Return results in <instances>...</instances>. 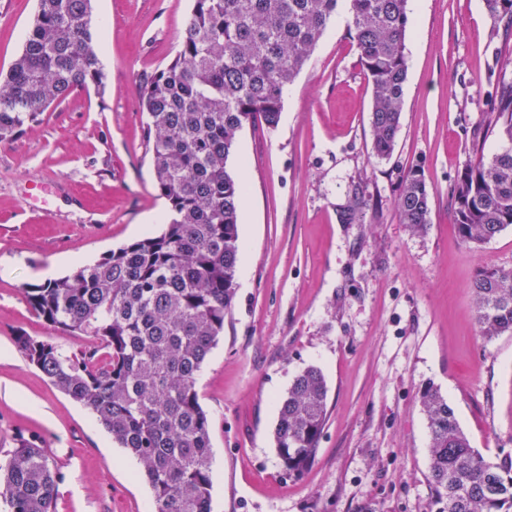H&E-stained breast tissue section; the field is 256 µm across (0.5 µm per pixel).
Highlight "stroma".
I'll use <instances>...</instances> for the list:
<instances>
[{"instance_id":"stroma-1","label":"stroma","mask_w":512,"mask_h":512,"mask_svg":"<svg viewBox=\"0 0 512 512\" xmlns=\"http://www.w3.org/2000/svg\"><path fill=\"white\" fill-rule=\"evenodd\" d=\"M408 74L389 159L372 152L371 85L338 18L284 95L275 130L240 131L229 171L247 186L236 295L197 389L211 418L212 512H435L420 404L439 389L486 458L512 456V335L483 341L472 282L512 267V227L462 242L450 207L481 120L490 72L512 56L484 0H408ZM193 0H92L108 59L104 94L77 91L0 142V460L17 435L41 438L64 479L55 512H152L137 461L93 414L15 346L25 333L88 344L37 316L25 286L67 275L145 232L160 233L144 142L141 76L175 55ZM37 0H0V72L20 53ZM432 192L423 234L402 224V175ZM362 215L342 223L351 195ZM321 369L328 414L312 464L284 473L277 400Z\"/></svg>"}]
</instances>
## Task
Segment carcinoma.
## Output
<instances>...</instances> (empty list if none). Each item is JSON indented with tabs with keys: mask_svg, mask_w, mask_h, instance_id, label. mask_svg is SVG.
Here are the masks:
<instances>
[{
	"mask_svg": "<svg viewBox=\"0 0 512 512\" xmlns=\"http://www.w3.org/2000/svg\"><path fill=\"white\" fill-rule=\"evenodd\" d=\"M485 5L512 33V0ZM91 12V0H39L20 54L0 75V141L76 89L104 93ZM340 16L372 87L374 155L389 158L408 70L407 0H194L175 56L137 87L168 222L93 265L23 288L49 325L94 342L69 351L20 333L18 350L139 460L155 512H211V421L197 377L235 297L246 187L228 159L245 126H278L285 90ZM495 82L483 139L502 143L477 151L452 195V222L476 247L512 226V81ZM430 199L421 172L404 173L396 208L412 232L427 231ZM472 288L480 337L511 336L512 268L482 266ZM420 402L436 512H512V457L493 461L472 448L437 388ZM327 413L323 373L308 366L278 401L273 439L288 475L314 460ZM63 479L44 441L22 437L0 463V503L5 512H54Z\"/></svg>",
	"mask_w": 512,
	"mask_h": 512,
	"instance_id": "cac0c4a2",
	"label": "carcinoma"
}]
</instances>
